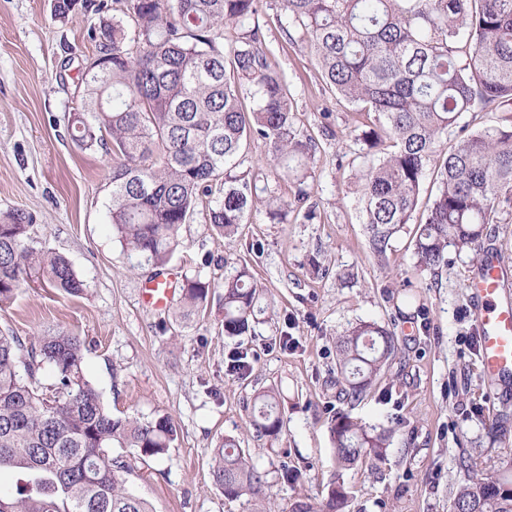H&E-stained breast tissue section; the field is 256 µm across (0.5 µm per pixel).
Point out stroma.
I'll use <instances>...</instances> for the list:
<instances>
[{
    "mask_svg": "<svg viewBox=\"0 0 512 512\" xmlns=\"http://www.w3.org/2000/svg\"><path fill=\"white\" fill-rule=\"evenodd\" d=\"M86 3L59 18L54 0H0V216L31 215L37 237L87 286L71 296L22 285L0 302V331L81 337L85 375L113 415L173 418L178 438L167 454H123L126 488L155 512H291L299 501L319 505L336 470L329 421L343 407L337 337L362 321L385 325L402 352L352 415L395 434L384 461L344 471V512H451L465 478L461 460L483 471L512 460V399L489 396L479 362L466 288L475 264L452 253L438 274L419 271L409 226L385 261L372 256L356 209L365 163L359 115L325 86L306 44H283L271 30L266 43L291 86L297 125L319 144L310 197L272 218L269 194L291 195L295 186L269 175L263 149H250L243 169L269 179L238 233L218 235L195 215L166 266L209 280L219 294L225 263H247L264 311L253 333L231 339L219 305L186 327L179 300L147 307L141 289L156 269L130 267L112 234V152L81 148L70 136L87 100L82 74L97 55L91 31L115 13V0ZM238 350L248 353L242 373L230 368ZM270 387L280 394L283 426L277 437L257 439L251 400ZM227 436L265 471L263 502L230 500L214 486L212 450ZM286 467L298 478L284 480Z\"/></svg>",
    "mask_w": 512,
    "mask_h": 512,
    "instance_id": "1",
    "label": "stroma"
}]
</instances>
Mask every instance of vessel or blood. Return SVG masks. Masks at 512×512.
<instances>
[{
    "mask_svg": "<svg viewBox=\"0 0 512 512\" xmlns=\"http://www.w3.org/2000/svg\"><path fill=\"white\" fill-rule=\"evenodd\" d=\"M475 305V324L480 338V361L492 381L512 379V302L503 298V263L496 253L483 257L480 271L467 285ZM172 280L155 279L145 284L142 299L151 307L169 301Z\"/></svg>",
    "mask_w": 512,
    "mask_h": 512,
    "instance_id": "obj_1",
    "label": "vessel or blood"
}]
</instances>
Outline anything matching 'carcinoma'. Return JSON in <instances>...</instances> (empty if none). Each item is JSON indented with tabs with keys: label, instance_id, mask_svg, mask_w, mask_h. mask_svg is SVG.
Wrapping results in <instances>:
<instances>
[{
	"label": "carcinoma",
	"instance_id": "carcinoma-1",
	"mask_svg": "<svg viewBox=\"0 0 512 512\" xmlns=\"http://www.w3.org/2000/svg\"><path fill=\"white\" fill-rule=\"evenodd\" d=\"M122 12L133 32L116 16L92 32L100 68L84 74L89 101L72 128L87 149L103 130L112 138V232L128 258L165 267L202 201L212 230L234 235L256 188L237 171L253 145L265 148L271 172L282 169L298 185L294 199L272 195L268 206L304 202L318 143L296 127L256 0H124ZM275 24L285 44H309L326 86L374 114L362 144L382 156L358 189L371 253L385 259L411 223L432 165L439 187L414 228L416 266L448 265L450 247L480 261L486 226L512 205V0H285ZM230 25L240 34L222 51ZM490 108L507 116L447 146L463 113ZM32 278L72 296L86 291L15 210L0 220V302ZM259 298L247 264L224 271V335L251 329ZM181 300L185 324L208 308L210 282L184 278ZM83 347L60 331L26 339L0 332V472L17 476L12 492L0 491V512H154L125 489L128 466L110 452L163 456L177 428L166 415L112 416L84 374ZM399 352L395 334L376 322L338 337L336 383L346 400H363ZM47 367L54 380L46 386ZM249 425L256 438L280 433L274 389L254 395ZM330 433L340 470L384 460L392 437L347 410L332 417ZM248 455L231 436L213 449V482L229 499L262 494L265 473ZM462 467L452 512H512V463L490 473ZM347 499L335 480L319 512H341Z\"/></svg>",
	"mask_w": 512,
	"mask_h": 512
}]
</instances>
